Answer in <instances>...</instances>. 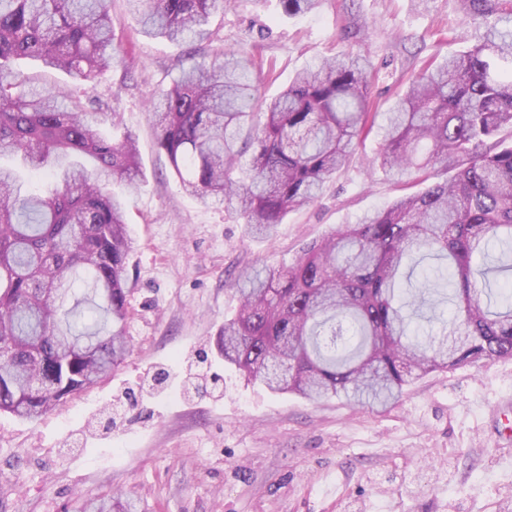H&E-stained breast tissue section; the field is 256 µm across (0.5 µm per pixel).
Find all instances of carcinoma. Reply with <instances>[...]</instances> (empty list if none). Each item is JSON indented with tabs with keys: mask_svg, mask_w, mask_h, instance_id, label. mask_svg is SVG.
Listing matches in <instances>:
<instances>
[{
	"mask_svg": "<svg viewBox=\"0 0 512 512\" xmlns=\"http://www.w3.org/2000/svg\"><path fill=\"white\" fill-rule=\"evenodd\" d=\"M150 37L196 42L208 58L181 67L149 103L171 173L218 199L253 236L311 203L375 127L366 58L345 52L295 75L277 97L254 84L253 57L213 44L224 0H126ZM295 16L318 0H279ZM110 0H0V158L53 184L31 189L0 166V412L35 421L112 373L130 352L124 271L132 240L124 199L136 141L108 136L110 116L54 89L21 90L13 64L36 59L90 83L119 59ZM478 32L466 51L414 77L378 127L390 177L427 187L303 249L287 267H249L217 346L224 361L275 393L385 408L432 372L512 358V0H460ZM251 151L248 175L236 176ZM455 171L437 179L439 169ZM442 260L411 283L422 252ZM508 274L490 288L489 273ZM448 305L440 334L412 328ZM83 512H129L120 497Z\"/></svg>",
	"mask_w": 512,
	"mask_h": 512,
	"instance_id": "1",
	"label": "carcinoma"
}]
</instances>
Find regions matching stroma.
I'll use <instances>...</instances> for the list:
<instances>
[{
	"label": "stroma",
	"mask_w": 512,
	"mask_h": 512,
	"mask_svg": "<svg viewBox=\"0 0 512 512\" xmlns=\"http://www.w3.org/2000/svg\"><path fill=\"white\" fill-rule=\"evenodd\" d=\"M120 60L81 85L135 138L140 185L124 193L132 349L124 364L37 422L0 413V512H79L125 494L136 512H512V359L430 374L386 409L274 394L224 363L215 339L238 305L234 279L256 263L290 265L309 242L404 192L374 166L377 135L356 143L313 203L268 238L223 204L202 203L170 173L147 102L189 47L145 36L111 0ZM225 47L254 51L257 86L276 95L319 58L371 62L387 110L419 72L476 42L457 0H319L289 17L279 0H229L210 18ZM223 393L187 395L177 377L198 355Z\"/></svg>",
	"instance_id": "35a3bbf8"
}]
</instances>
